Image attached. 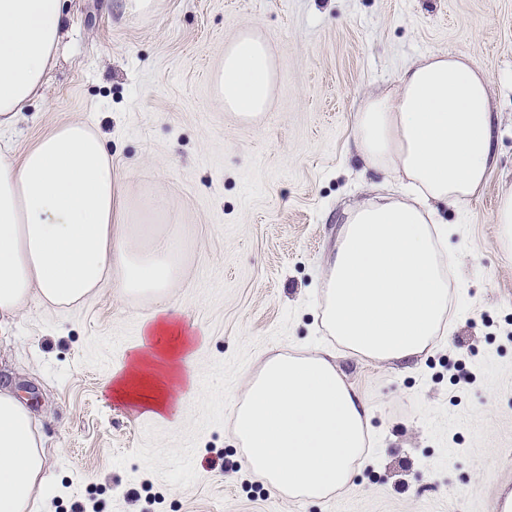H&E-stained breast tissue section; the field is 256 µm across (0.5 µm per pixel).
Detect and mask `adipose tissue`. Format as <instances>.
<instances>
[{
    "label": "adipose tissue",
    "mask_w": 512,
    "mask_h": 512,
    "mask_svg": "<svg viewBox=\"0 0 512 512\" xmlns=\"http://www.w3.org/2000/svg\"><path fill=\"white\" fill-rule=\"evenodd\" d=\"M63 0H0V128L43 95L64 27ZM214 80L226 111H266L276 81L263 37L245 29L224 48ZM365 168L398 182L399 196L351 207L321 280L320 317L349 354L413 359L450 324L448 232L441 205L466 206L496 161L491 80L467 54H431L354 116ZM171 250L142 249L101 137L73 121L44 134L19 164H0V315L31 297L68 306L105 283L162 298L176 278ZM158 322L118 391L159 404L182 353ZM369 409L321 353L267 359L236 403L233 433L248 469L276 492L319 501L346 488L369 451ZM46 450L31 411L0 387V512H36Z\"/></svg>",
    "instance_id": "adipose-tissue-1"
}]
</instances>
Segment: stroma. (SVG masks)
I'll list each match as a JSON object with an SVG mask.
<instances>
[{"label": "stroma", "mask_w": 512, "mask_h": 512, "mask_svg": "<svg viewBox=\"0 0 512 512\" xmlns=\"http://www.w3.org/2000/svg\"><path fill=\"white\" fill-rule=\"evenodd\" d=\"M64 0L43 97L0 129L19 162L70 121L98 132L143 238L178 265L167 321L183 345L163 406L118 395L153 342L155 300L113 286L70 306L31 298L0 318V384L33 411L46 449L39 512H500L512 495V253L493 213L512 184V0ZM255 28L276 82L261 119L224 109L213 73ZM438 52L489 72L497 158L453 229L450 332L408 362L336 353L370 409L371 456L320 502L272 493L242 461L233 414L281 353L334 348L319 284L344 211L383 176L354 155L364 98Z\"/></svg>", "instance_id": "1"}]
</instances>
